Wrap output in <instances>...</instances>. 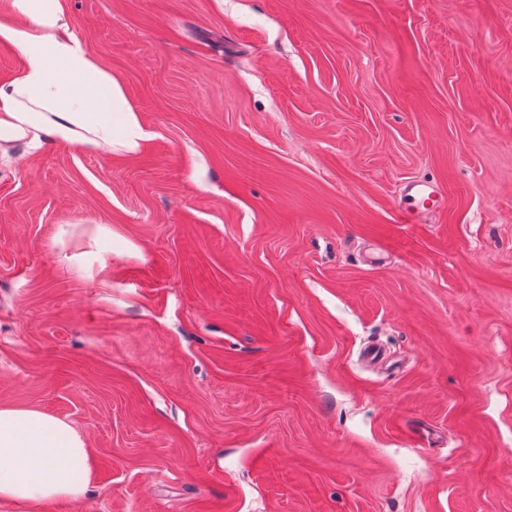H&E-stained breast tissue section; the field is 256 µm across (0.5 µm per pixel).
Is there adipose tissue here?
<instances>
[{"instance_id":"ef3b65f1","label":"adipose tissue","mask_w":512,"mask_h":512,"mask_svg":"<svg viewBox=\"0 0 512 512\" xmlns=\"http://www.w3.org/2000/svg\"><path fill=\"white\" fill-rule=\"evenodd\" d=\"M0 42L24 58L0 82V162L20 144L132 155L150 138L122 83L74 35L64 0H0ZM90 485L84 433L36 409L0 406V504L39 512L81 500Z\"/></svg>"}]
</instances>
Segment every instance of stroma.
I'll return each instance as SVG.
<instances>
[{
  "mask_svg": "<svg viewBox=\"0 0 512 512\" xmlns=\"http://www.w3.org/2000/svg\"><path fill=\"white\" fill-rule=\"evenodd\" d=\"M66 5L152 137L0 164V405L94 461L56 512H512V0ZM410 205L412 208L407 207ZM397 207L403 223H416L418 217L425 213H434L446 208V201L441 188L429 181H409L400 191Z\"/></svg>",
  "mask_w": 512,
  "mask_h": 512,
  "instance_id": "stroma-1",
  "label": "stroma"
}]
</instances>
